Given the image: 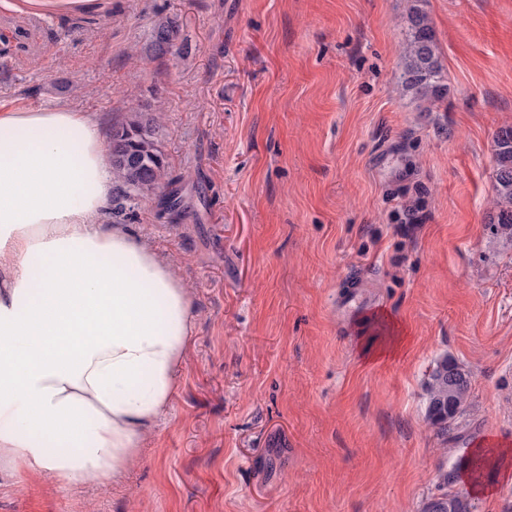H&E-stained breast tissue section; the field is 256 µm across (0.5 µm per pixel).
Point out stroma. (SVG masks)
Returning a JSON list of instances; mask_svg holds the SVG:
<instances>
[{"label":"stroma","mask_w":512,"mask_h":512,"mask_svg":"<svg viewBox=\"0 0 512 512\" xmlns=\"http://www.w3.org/2000/svg\"><path fill=\"white\" fill-rule=\"evenodd\" d=\"M413 0H0V104L104 132L152 114L181 200L125 225L191 290L177 392L120 485L0 470V512H424L484 435L512 448V241L489 216L512 126V0H422L447 87L402 81ZM171 45L158 52L156 34ZM402 322L371 364L345 306ZM466 370L437 432L426 382Z\"/></svg>","instance_id":"35a3bbf8"}]
</instances>
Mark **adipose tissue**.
I'll return each mask as SVG.
<instances>
[{
    "mask_svg": "<svg viewBox=\"0 0 512 512\" xmlns=\"http://www.w3.org/2000/svg\"><path fill=\"white\" fill-rule=\"evenodd\" d=\"M117 182L99 121L66 105H0V468L63 488L120 481L174 396L192 330L190 291L125 226L103 223ZM360 330L366 362L410 338L387 314ZM512 479V450L490 451Z\"/></svg>",
    "mask_w": 512,
    "mask_h": 512,
    "instance_id": "obj_1",
    "label": "adipose tissue"
}]
</instances>
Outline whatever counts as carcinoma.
<instances>
[{
    "label": "carcinoma",
    "instance_id": "carcinoma-1",
    "mask_svg": "<svg viewBox=\"0 0 512 512\" xmlns=\"http://www.w3.org/2000/svg\"><path fill=\"white\" fill-rule=\"evenodd\" d=\"M408 34L403 47V82L418 97H438L446 91L438 61L433 28L427 14L413 5L407 17ZM493 224L502 237L512 241V127L495 135ZM113 174L119 186L112 197V218L126 211L125 202L154 195L164 184L167 163L157 138L154 119L136 114L112 129L109 145ZM438 365H451L458 373L453 387L439 373L430 375L426 384L427 417L430 424L444 429L448 419L462 413L467 405L471 383L469 374L454 361L443 358Z\"/></svg>",
    "mask_w": 512,
    "mask_h": 512
}]
</instances>
